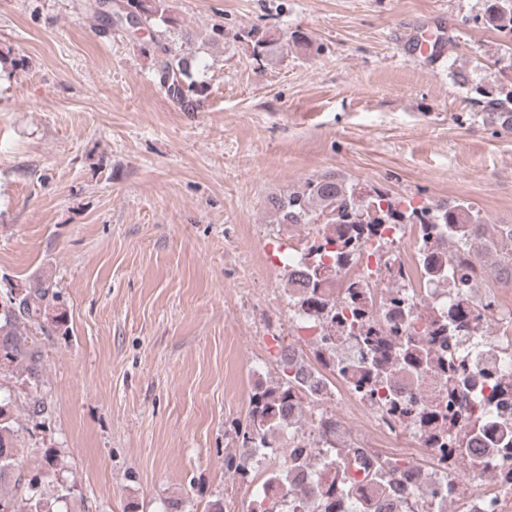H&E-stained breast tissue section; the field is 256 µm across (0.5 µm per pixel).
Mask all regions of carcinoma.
<instances>
[{
	"label": "carcinoma",
	"instance_id": "1",
	"mask_svg": "<svg viewBox=\"0 0 512 512\" xmlns=\"http://www.w3.org/2000/svg\"><path fill=\"white\" fill-rule=\"evenodd\" d=\"M126 12L141 24L154 27L172 21L166 0H126ZM123 11V12H125ZM123 12L113 13L112 24H122ZM485 24L512 36V0H489ZM178 78L180 88L166 91L184 112L198 111L205 86L193 79L191 60L170 53L162 61L160 80ZM483 109L492 120L512 129V81L486 93ZM279 224H313L321 242L307 247L303 286L286 279L288 308L293 316L321 328L315 341L316 365L281 358V373L259 381L250 397L246 421L234 426L240 447L249 454H228L226 470L243 479L248 461L264 473L250 512H380L385 499L399 501L403 512H432L430 484L437 481L455 496L454 480L463 468L485 474L512 492V469L490 468L492 460L512 459V414L494 400L512 389V370L491 372L492 362L467 364L465 356L436 345L439 334L459 336L485 344L484 325L493 320L495 296L490 284H512V225L501 224L495 237L465 201L439 205H405L379 188L358 200V190L336 172L326 171L299 191L268 201ZM386 224H434L441 231L423 237L419 262L429 275L446 273L442 287L453 296L448 311L405 307L406 284L393 269L401 264L387 254L388 240L377 237ZM373 246L376 269L350 278L336 291V281L358 264L362 248ZM495 260L486 264L482 253ZM386 278L390 309L382 315L366 314L372 302L371 286ZM57 292L51 282H33L16 305L0 310V378L18 375L26 394V413L33 421L49 417L42 393V354L35 338L49 335L44 318ZM330 374L342 379L359 400H367L383 415L416 421L420 443L438 448L443 456L426 474L422 468L381 456L367 448L346 445L336 416L317 414L310 432L299 420L305 410L330 396ZM405 374L430 375L436 390L425 395L417 408L402 403L390 388ZM17 418L11 400L0 398V512H57V503L73 494V486L57 483L46 495L42 484L65 471L66 463L49 448L37 472L22 473L17 457ZM373 492L366 502L361 490Z\"/></svg>",
	"mask_w": 512,
	"mask_h": 512
}]
</instances>
